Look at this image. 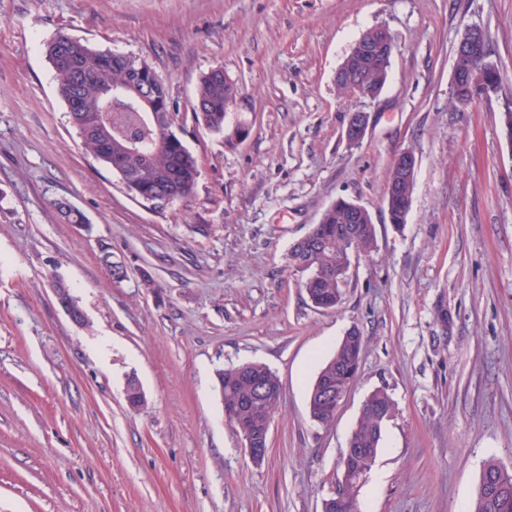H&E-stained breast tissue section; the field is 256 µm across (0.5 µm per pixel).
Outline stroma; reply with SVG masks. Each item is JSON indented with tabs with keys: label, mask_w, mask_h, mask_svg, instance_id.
<instances>
[{
	"label": "stroma",
	"mask_w": 512,
	"mask_h": 512,
	"mask_svg": "<svg viewBox=\"0 0 512 512\" xmlns=\"http://www.w3.org/2000/svg\"><path fill=\"white\" fill-rule=\"evenodd\" d=\"M379 25L394 46L382 91L343 94L338 67ZM471 27L501 84L464 109L452 74ZM60 34L162 75L199 163L186 200L153 207L82 148L45 53ZM217 66L238 89L220 133L192 118ZM509 106L512 0H0V512H322L378 389L396 411L360 512H467L486 462L512 469ZM357 109L369 126L353 146ZM405 151L417 168L397 229L386 173ZM340 198L369 210L377 247L323 310L288 251ZM351 329L360 369L323 426L308 392ZM246 362L282 384L258 465L216 376ZM369 125L367 112L358 110L352 112L346 127V140L350 145H358L365 137ZM53 288L58 304L66 312V314L69 316L72 322H74L77 325H83L85 323L84 312L79 306L70 302L66 297V289L64 288H67V286L61 280L58 279L54 281ZM67 290L70 294L69 288H67ZM71 297L73 298L72 295Z\"/></svg>",
	"instance_id": "stroma-1"
}]
</instances>
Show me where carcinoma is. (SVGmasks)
<instances>
[{"instance_id": "carcinoma-1", "label": "carcinoma", "mask_w": 512, "mask_h": 512, "mask_svg": "<svg viewBox=\"0 0 512 512\" xmlns=\"http://www.w3.org/2000/svg\"><path fill=\"white\" fill-rule=\"evenodd\" d=\"M45 52L54 71L63 73L57 79L61 98L68 104L78 99L77 111L68 116L84 147L138 197L143 195L144 188L151 187L164 191L173 204L187 198L199 175L197 159L179 136L171 146L157 145L166 132L162 117L172 111L168 89L159 91L154 119L150 113L139 112L123 101L112 105V111H105L104 87L115 91L133 81L149 85L153 81L152 66L136 56H114L65 34L48 42ZM489 57L488 44L482 37L476 53L456 56L455 69L463 74L477 69L490 71L499 82V70ZM349 63L362 74L365 96L377 97L391 64L389 52L378 51L366 57L355 54ZM230 93L231 86L224 82L222 68L205 73L196 90L192 112L195 123L216 132L224 130V110ZM104 118L112 124L110 141L97 133L96 122ZM376 243L371 214H366L364 222L352 226L346 203L335 202L312 225L309 239L291 246L288 260L291 267L306 274L303 287L312 303L322 309H333L341 299L350 254L368 255ZM363 345L358 331H348L334 354L320 367L308 400L314 421L328 425L334 420L323 396L329 391L346 394L359 370ZM217 376L224 409L236 417L231 425L240 434L247 432L265 438L281 395L278 376L261 363L221 369ZM394 412V401L383 389L374 391L364 401L348 442V447L359 448L361 452L343 455L338 490L328 512H355L358 493L380 452L383 427ZM470 512H512V471L495 460L486 463Z\"/></svg>"}]
</instances>
